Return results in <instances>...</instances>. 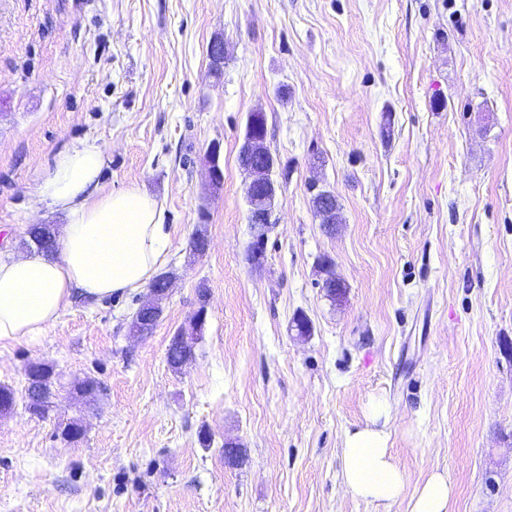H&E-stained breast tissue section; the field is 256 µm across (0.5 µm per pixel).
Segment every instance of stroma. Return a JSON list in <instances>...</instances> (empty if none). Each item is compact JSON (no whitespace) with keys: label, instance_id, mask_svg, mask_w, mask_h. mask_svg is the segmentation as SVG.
Instances as JSON below:
<instances>
[{"label":"stroma","instance_id":"1","mask_svg":"<svg viewBox=\"0 0 512 512\" xmlns=\"http://www.w3.org/2000/svg\"><path fill=\"white\" fill-rule=\"evenodd\" d=\"M254 112L283 176L257 264L238 162ZM86 144L104 152V190L163 203L173 286L148 335L129 332L144 288L75 298L40 339L0 344L15 393L0 512H408L437 472L453 512H512V0H0L1 253L65 224L32 192ZM313 180L336 195L334 229ZM202 305L203 336L172 371L169 341ZM32 361L53 371L41 416ZM374 400L408 475L386 506L343 481L345 435Z\"/></svg>","mask_w":512,"mask_h":512}]
</instances>
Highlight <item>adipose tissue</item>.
I'll use <instances>...</instances> for the list:
<instances>
[{
  "label": "adipose tissue",
  "instance_id": "1",
  "mask_svg": "<svg viewBox=\"0 0 512 512\" xmlns=\"http://www.w3.org/2000/svg\"><path fill=\"white\" fill-rule=\"evenodd\" d=\"M103 166L98 145L66 150L36 185L35 202H50L67 222L56 254L0 257V343L38 338L75 296L103 300L141 290L162 264L169 245L162 204L135 186L103 191ZM384 415L372 405L369 423L348 432L343 448L347 489L378 505L405 497L408 483L379 425ZM409 499L410 512H453V489L441 473Z\"/></svg>",
  "mask_w": 512,
  "mask_h": 512
}]
</instances>
